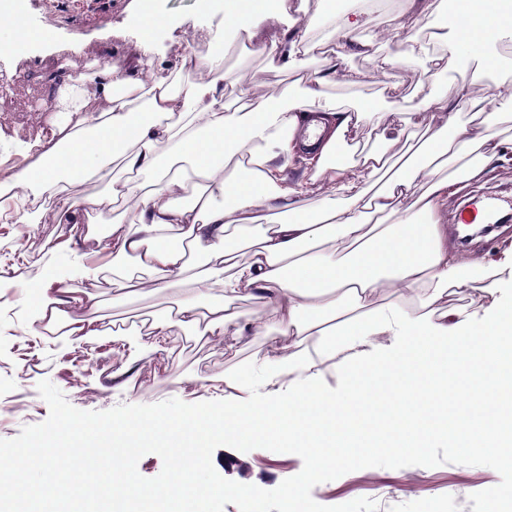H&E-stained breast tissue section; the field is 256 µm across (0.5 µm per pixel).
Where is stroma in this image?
Segmentation results:
<instances>
[{"label": "stroma", "mask_w": 512, "mask_h": 512, "mask_svg": "<svg viewBox=\"0 0 512 512\" xmlns=\"http://www.w3.org/2000/svg\"><path fill=\"white\" fill-rule=\"evenodd\" d=\"M140 2L88 0L79 9L72 0H32L27 21L0 27V37L11 42L25 32L38 36L27 57L0 54V172L27 163L25 157L10 152V145L42 137L57 122L51 74L110 63L132 67L140 50L134 22ZM151 2L162 19L154 29L161 47L155 61L158 75L178 71L183 79H191L192 67L183 61L186 54L206 53L216 43L239 46L240 56L224 63V99L231 106L240 96L242 71L255 73L268 87L302 85L336 53L344 55L354 80L328 86L327 97L349 109L365 101H396L410 108L427 95L448 93L451 79L463 73L462 65L453 60L447 74L421 85L415 74L423 64L414 57L399 60L385 73L374 72L370 54L382 47L379 34L392 27L404 0H387L373 24L345 42L329 35L322 22L325 10L346 9L350 0H310L309 7L316 12L311 19L316 24L312 51L302 65L288 71L270 64L253 48L286 41L290 27H304L310 19L299 9L301 0H279L275 13L249 32L229 22V0H215L206 16L197 10L196 0ZM383 129V123L367 117L349 130L347 142L367 151L394 153L423 139L422 129L410 126L398 140L389 141L383 138ZM68 236V225L47 218L30 225L24 234L18 225L0 223V260L11 268L20 259L41 261L51 243ZM44 281L41 275H19L11 288H0V297H10L22 308L16 316H0V440L15 438L24 426L47 420L50 408L38 392L41 381L52 382L72 406L84 411L171 398L190 404L214 401L224 397L225 374L271 346L270 338L263 335L235 341L172 322L166 351H153L140 330L147 321L170 320L173 292L117 299L111 282L105 281L93 288L96 314L101 326L119 325L125 335L97 336L63 352L57 339L27 330L32 316L29 297ZM358 453L361 463L349 477L333 463L312 468L306 449L291 450L272 442L264 448H228L223 440H214L206 464L199 468L192 451L177 458L146 441L126 453L122 463L148 489L170 484L177 470H184L199 487L188 512H484L483 490L512 479L511 471L483 453H468L444 442L399 460L378 448L362 447ZM289 483L301 487L300 496L286 497ZM244 485L257 486L258 498L242 497L239 489Z\"/></svg>", "instance_id": "1"}]
</instances>
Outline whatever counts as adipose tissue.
I'll use <instances>...</instances> for the list:
<instances>
[{"label": "adipose tissue", "mask_w": 512, "mask_h": 512, "mask_svg": "<svg viewBox=\"0 0 512 512\" xmlns=\"http://www.w3.org/2000/svg\"><path fill=\"white\" fill-rule=\"evenodd\" d=\"M440 12L447 27L441 49L407 38L418 22L409 4L381 34L395 51L372 57L378 72L405 56L422 58L428 78L446 72L449 60L466 63L450 94L428 97L411 113L395 102H367L352 112L330 105L326 86L349 78L340 56L296 91L267 89L259 109L251 99L256 82L245 73V97L229 110L220 55L196 58L195 76L185 82L157 75L145 52L136 76L108 65L92 82L71 77L55 89L62 121L27 147L32 163L0 176L1 221L28 224L27 204L50 205L59 223L70 225L72 242L85 248L83 264L34 291L38 327L61 319L74 338L100 335L94 296L70 282L108 274L121 292L181 285L177 315L206 319L227 337L319 339L315 353L277 346L226 374L224 405L208 411L206 422L158 417L111 432L115 454L153 433L159 449L176 454L189 431L202 455L219 431L235 446L274 439L307 449L315 467L328 462L324 447L339 448L336 460L350 475L359 465L354 448L383 427L351 412L371 392L392 428L383 446L390 456L448 438L493 459L512 447V426L503 424L512 419V302L499 290L512 282V245L494 260L461 253L449 248L439 222L459 185L512 163V142L494 132L512 119V84H498L479 102L471 93L497 63L496 44L512 41V18L499 15L495 0H446ZM256 51L290 68L310 53V32L294 31L287 42ZM477 108L479 123L458 122ZM405 113L428 134L424 159L391 161L375 151L337 164L360 118L377 115L391 125ZM444 157L453 173H443ZM288 160L299 164L296 177L284 174ZM75 182L105 184L109 195L74 200L68 189ZM315 194L323 204L307 211ZM107 204L120 227L102 234L94 213ZM246 226L259 245L241 262L230 233ZM174 236L203 255L205 271L192 273L183 249L163 247ZM473 286L469 304L447 306L449 296ZM383 288L393 299L375 306ZM246 295L267 300L271 316L241 322L234 303ZM329 373L348 386L325 391ZM259 382L287 386V398L256 400ZM102 491L158 499L168 512H182L196 495L184 479L150 490L112 467Z\"/></svg>", "instance_id": "ef3b65f1"}]
</instances>
